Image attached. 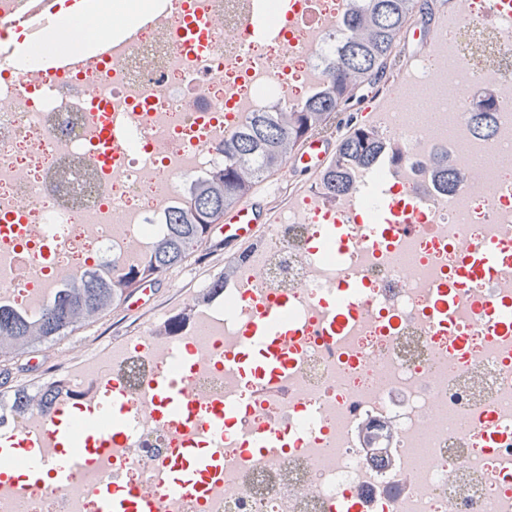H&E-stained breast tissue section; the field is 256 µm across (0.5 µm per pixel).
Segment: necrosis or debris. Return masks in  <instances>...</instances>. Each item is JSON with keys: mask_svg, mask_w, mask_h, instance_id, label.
Listing matches in <instances>:
<instances>
[{"mask_svg": "<svg viewBox=\"0 0 512 512\" xmlns=\"http://www.w3.org/2000/svg\"><path fill=\"white\" fill-rule=\"evenodd\" d=\"M128 27L135 40L102 59L88 55L97 29L76 42L73 74L49 79L37 57L0 73V206L18 212L15 239L0 240V302L38 315L71 272L138 266L166 228L164 213L180 203L187 185L223 166L222 147L258 112L285 103L290 67L306 90L326 77L337 54L350 0H294L282 13L269 0V21L281 33L272 43L249 39L247 0H169L155 13L153 0H131ZM203 8L213 32L203 51L182 50L175 21ZM151 25L139 27L142 15ZM475 0H456L418 75L400 80L383 99L377 123L404 139L409 152L385 167L363 171L337 209L316 197L280 191L289 203L270 225L262 246L240 265L237 286L209 304L189 331L157 336L150 324L131 342L100 348L66 373L64 398L81 406L110 390L105 370L122 375L138 363L152 375L180 365L170 345L197 353L187 387L192 395L241 406L238 427L276 429L293 446L257 455L232 438L224 454V483L188 496L173 495L164 477L174 449L210 440L204 427L177 436L152 419L143 387L130 391L123 417L129 445L109 464L80 472L73 487L0 489V512H98L102 483L149 486L158 512H334L338 498L355 512H512V336H484L476 307L512 297V274L475 281L447 324L428 319L429 289L451 279L466 242L496 238L512 244V29L489 28ZM455 69H448V61ZM431 86L427 119L407 121L406 90ZM493 88L494 133L470 130L463 97ZM130 129L113 169L95 162L93 129L104 119ZM489 151L494 164L478 171L480 189L434 190L418 214L426 229L387 248L365 245L369 225L380 223L384 196H407L423 178V156L448 146ZM344 219L356 242L344 262L331 248H316L323 224ZM30 253L16 265L18 241ZM368 281L369 295L336 351H327L320 313L342 277ZM288 297V315L301 327L298 348L281 392L258 395L225 370V351L264 302ZM430 427L431 453L422 464L412 443ZM391 447L371 459L360 431Z\"/></svg>", "mask_w": 512, "mask_h": 512, "instance_id": "4bbe7bcc", "label": "necrosis or debris"}]
</instances>
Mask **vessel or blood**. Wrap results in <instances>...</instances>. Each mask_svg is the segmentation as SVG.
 Masks as SVG:
<instances>
[{"label": "vessel or blood", "mask_w": 512, "mask_h": 512, "mask_svg": "<svg viewBox=\"0 0 512 512\" xmlns=\"http://www.w3.org/2000/svg\"><path fill=\"white\" fill-rule=\"evenodd\" d=\"M25 2L26 9L12 18L11 23L26 32L33 46L40 43L46 30L57 24L62 12L78 15L85 8V0ZM266 6L267 0H252L247 25L253 39L265 40L274 35L266 20ZM208 28L205 15L192 13L182 19L178 27V40L184 48H196L201 35ZM72 68L73 63L67 56L51 51L41 56V70L46 75L63 77ZM97 137L102 144L98 160L104 167H111L122 150V136L119 131L106 127L98 131ZM336 147L335 139L311 138L299 146L295 156L305 159L306 173L313 178L335 154ZM273 201V195L264 190L226 212L223 219L224 233L212 237L208 244L209 250L224 254L229 259H243L261 242L270 221ZM409 208L406 202L389 204L385 222L370 226L368 246H388L394 238L412 231V224L405 221ZM511 261L512 249L499 241L486 240L460 249L451 284H439L430 290L435 322H447L456 309L458 294L468 282L494 275ZM366 288L365 282L356 280H346L339 285L336 304L327 309L321 323L328 344H335L343 328L353 318ZM158 290V282H143L126 298L125 309L147 305L156 297ZM508 326H512V316L508 315L506 308L487 303L482 322L485 335L497 338ZM297 340V333L288 321L287 299L275 300L252 318L246 336L242 337L234 350L225 355L224 365L238 374H250L255 391H273L288 374L294 356L291 345ZM149 391L158 422L175 433L189 430L197 419L202 418L213 436L218 438L223 436L225 425L233 421L237 414L236 408L230 404L211 399L194 401L183 379L179 377L153 378L149 383ZM124 401V395L118 394L107 403L90 402L84 413V437L92 441V449L69 455L61 451V443L71 440L74 434L72 404L63 400L49 413L46 433L34 435L23 429L17 430L0 442V455L8 456L15 450H22L24 466L30 474L50 473L53 476V488L66 489L91 455H108L123 449L126 422L118 418L116 411ZM246 441L257 449L281 448L287 446L288 436L271 430L255 431L247 436ZM223 473V459L200 448L176 449L166 470L170 487L177 494L203 490L207 484L221 481ZM100 512H156V507L154 499L146 492L125 491L115 495L105 488L100 493Z\"/></svg>", "instance_id": "b4317fda"}]
</instances>
